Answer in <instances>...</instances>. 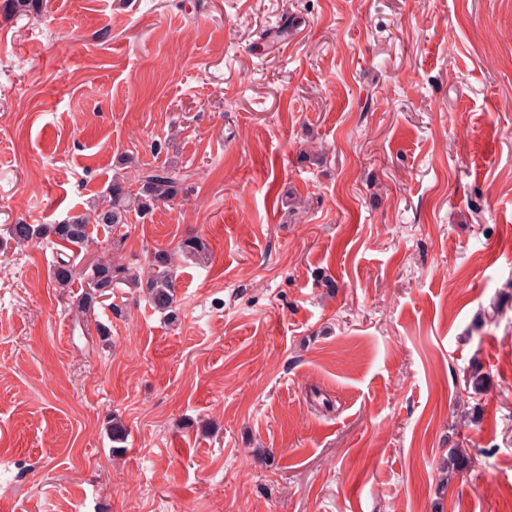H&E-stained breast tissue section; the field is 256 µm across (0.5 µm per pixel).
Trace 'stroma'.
Returning a JSON list of instances; mask_svg holds the SVG:
<instances>
[{
  "mask_svg": "<svg viewBox=\"0 0 512 512\" xmlns=\"http://www.w3.org/2000/svg\"><path fill=\"white\" fill-rule=\"evenodd\" d=\"M47 2L0 13V512H512V0ZM129 155L191 189L85 258L171 252L174 322L5 232Z\"/></svg>",
  "mask_w": 512,
  "mask_h": 512,
  "instance_id": "1",
  "label": "stroma"
}]
</instances>
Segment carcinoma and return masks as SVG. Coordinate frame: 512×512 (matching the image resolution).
Returning <instances> with one entry per match:
<instances>
[{
  "label": "carcinoma",
  "mask_w": 512,
  "mask_h": 512,
  "mask_svg": "<svg viewBox=\"0 0 512 512\" xmlns=\"http://www.w3.org/2000/svg\"><path fill=\"white\" fill-rule=\"evenodd\" d=\"M43 0H3L0 11L11 15L38 13ZM189 174L175 160L155 167H142L130 160L126 171L112 177L108 196L91 204L89 210L71 214L59 224H28L19 221L9 225L6 233L17 245H28L42 240L65 249L53 262L51 280L58 288H67L77 278L85 290L78 299L77 310L88 314L96 305L112 299V289L126 286L142 293L150 305L169 320L177 318L175 283L167 269L169 256L164 250L154 253L151 270L144 274L118 263L108 255L94 259L79 268L74 264L77 252L88 248L97 227L111 229L126 223L127 214L134 211L142 216L167 205L180 194L187 193ZM181 252L189 257L204 260L209 253L204 240L191 236L181 240ZM472 467L467 453L449 449L448 479L461 475Z\"/></svg>",
  "instance_id": "1"
}]
</instances>
